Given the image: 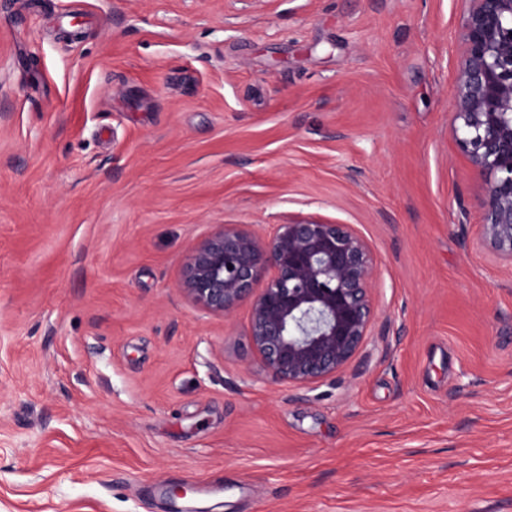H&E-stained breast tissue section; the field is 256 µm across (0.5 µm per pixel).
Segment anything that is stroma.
I'll return each mask as SVG.
<instances>
[{
    "mask_svg": "<svg viewBox=\"0 0 512 512\" xmlns=\"http://www.w3.org/2000/svg\"><path fill=\"white\" fill-rule=\"evenodd\" d=\"M471 6L0 0V512H512V268L449 132ZM309 215L367 239L377 312L289 391L182 266Z\"/></svg>",
    "mask_w": 512,
    "mask_h": 512,
    "instance_id": "35a3bbf8",
    "label": "stroma"
}]
</instances>
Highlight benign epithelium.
I'll return each instance as SVG.
<instances>
[{"label": "benign epithelium", "mask_w": 512, "mask_h": 512, "mask_svg": "<svg viewBox=\"0 0 512 512\" xmlns=\"http://www.w3.org/2000/svg\"><path fill=\"white\" fill-rule=\"evenodd\" d=\"M472 2L449 129L488 182L480 242L512 266V0ZM375 277L352 225L299 216L265 240L216 227L186 258L181 289L213 315L249 304L265 371L287 390H309L344 370L369 336Z\"/></svg>", "instance_id": "benign-epithelium-1"}]
</instances>
